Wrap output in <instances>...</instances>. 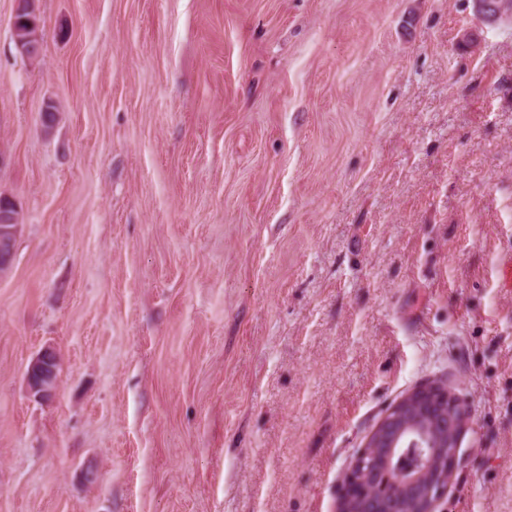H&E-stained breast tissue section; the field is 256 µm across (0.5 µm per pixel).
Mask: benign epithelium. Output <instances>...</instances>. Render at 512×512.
Segmentation results:
<instances>
[{"mask_svg":"<svg viewBox=\"0 0 512 512\" xmlns=\"http://www.w3.org/2000/svg\"><path fill=\"white\" fill-rule=\"evenodd\" d=\"M474 11L483 24H493L505 15L508 4L503 0H473ZM40 24L25 29L13 30V37L18 53L26 58L40 52ZM59 363L56 350L52 347L42 349L30 362L26 375V387L31 396L39 401L51 400L58 388V372L54 365ZM398 416L385 412L375 431L384 436L386 447L382 451L388 455V470L382 481L378 482L368 476L364 470L365 449H359L345 472L339 503H362L363 512H379L377 505L386 502L395 484H404L412 490L421 503V512H439L438 505L451 491L453 478L459 465L460 448L438 453L425 447L424 438L407 437L404 443L412 446L405 450L396 447L400 436L395 424Z\"/></svg>","mask_w":512,"mask_h":512,"instance_id":"benign-epithelium-1","label":"benign epithelium"}]
</instances>
